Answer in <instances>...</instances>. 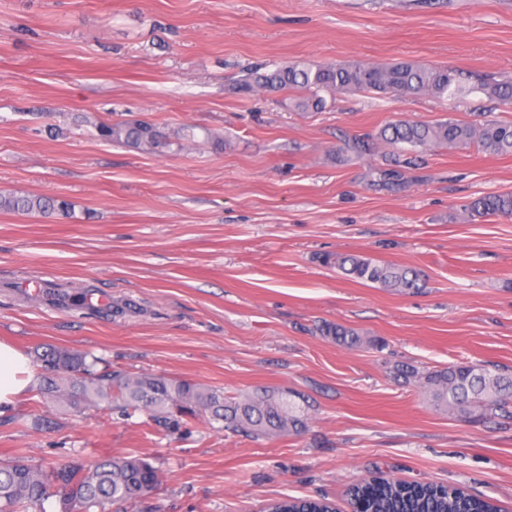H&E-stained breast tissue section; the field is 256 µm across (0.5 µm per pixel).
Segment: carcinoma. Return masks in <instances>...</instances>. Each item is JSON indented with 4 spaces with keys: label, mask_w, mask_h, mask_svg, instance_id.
Listing matches in <instances>:
<instances>
[{
    "label": "carcinoma",
    "mask_w": 512,
    "mask_h": 512,
    "mask_svg": "<svg viewBox=\"0 0 512 512\" xmlns=\"http://www.w3.org/2000/svg\"><path fill=\"white\" fill-rule=\"evenodd\" d=\"M258 90L297 92L295 107L302 112L325 108L327 94L375 92L396 98L427 94L456 100L480 93L512 102V81H479L448 67L410 61L377 65L287 60L270 69L256 68L239 84V91L244 94ZM103 132L114 141L150 150L168 145L166 134L146 121L106 127ZM378 138L400 153H418L436 146L468 149L475 145L494 155H512V123L497 121L478 124L453 118L434 123L399 120L382 129ZM0 209L21 215L73 218L67 201L34 194L0 195ZM467 210L474 217H511L512 192L477 197ZM324 262L356 282L390 291H409L420 281V273L413 268L367 255H327ZM321 332L346 347L379 346V342L367 340L340 323H326ZM37 358L47 370L40 395L60 401L75 412L106 403L126 416L146 414L156 431L166 435L200 420L216 431L230 430L255 440L298 436L308 429L312 404L294 391L262 387L228 395L222 388L187 379L98 371V357L56 346L42 348ZM393 373L405 384L423 387L438 408L464 420L512 419V375L473 363L432 371L401 364L393 368ZM161 485L158 468L142 458L111 456L91 463L77 460L54 466L17 457L0 463V512H26L29 506H41L54 495L62 499L63 512H104L105 505L111 502L135 505L139 512H154L150 500ZM349 496L359 512H500L490 499L473 496L461 487L433 482L374 477L351 485ZM264 512H335V507L325 497H282L267 503Z\"/></svg>",
    "instance_id": "cac0c4a2"
}]
</instances>
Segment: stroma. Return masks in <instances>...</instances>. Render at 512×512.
Masks as SVG:
<instances>
[{
    "label": "stroma",
    "instance_id": "stroma-1",
    "mask_svg": "<svg viewBox=\"0 0 512 512\" xmlns=\"http://www.w3.org/2000/svg\"><path fill=\"white\" fill-rule=\"evenodd\" d=\"M284 59L400 60L512 78V0H0V194L65 199L74 218L0 210V341L91 352L137 375L237 394L309 396V430L252 440L146 415L81 413L29 387L0 414V461L105 456L159 467L158 512H261L383 475L462 487L512 512V423L437 411L391 368L512 371V217L474 218L512 192V156L446 147L394 163L356 138L399 119L512 122L482 94L245 95L246 69ZM154 122L161 150L104 139ZM419 268L420 290L347 279L323 254ZM340 323L383 341L347 349ZM466 210L473 217L512 216V192L487 194L470 201Z\"/></svg>",
    "mask_w": 512,
    "mask_h": 512
}]
</instances>
